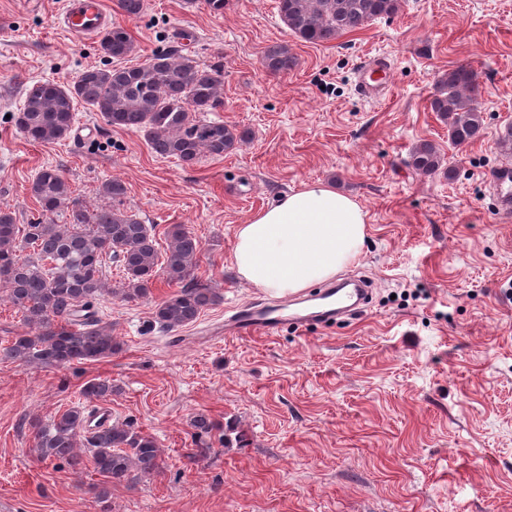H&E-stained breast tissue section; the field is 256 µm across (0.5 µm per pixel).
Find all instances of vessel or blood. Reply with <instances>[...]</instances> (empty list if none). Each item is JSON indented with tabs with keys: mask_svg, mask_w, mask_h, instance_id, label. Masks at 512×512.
Listing matches in <instances>:
<instances>
[{
	"mask_svg": "<svg viewBox=\"0 0 512 512\" xmlns=\"http://www.w3.org/2000/svg\"><path fill=\"white\" fill-rule=\"evenodd\" d=\"M62 28L78 38L94 37L111 24L102 0H65L60 12ZM391 64L387 57L375 55L363 61L357 87L367 99L381 97L390 87ZM495 191V207L500 214L512 213V164L496 167L490 175ZM364 293L363 288H346L340 285L321 290L316 297L298 300L294 310L285 306L275 307L261 303L249 308L234 310L224 319L225 329L235 336L256 333L275 334L283 327L323 325L342 315L353 314Z\"/></svg>",
	"mask_w": 512,
	"mask_h": 512,
	"instance_id": "obj_1",
	"label": "vessel or blood"
}]
</instances>
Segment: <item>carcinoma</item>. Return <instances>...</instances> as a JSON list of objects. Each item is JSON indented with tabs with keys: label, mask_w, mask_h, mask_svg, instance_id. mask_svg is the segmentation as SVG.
Masks as SVG:
<instances>
[{
	"label": "carcinoma",
	"mask_w": 512,
	"mask_h": 512,
	"mask_svg": "<svg viewBox=\"0 0 512 512\" xmlns=\"http://www.w3.org/2000/svg\"><path fill=\"white\" fill-rule=\"evenodd\" d=\"M400 0H278L288 29L311 44L363 29L369 22L395 15ZM101 51L118 61L107 68H88L71 82L40 80L28 87L17 124L31 142L49 144L72 130L76 105L98 112L108 125L144 135L151 150L194 165L203 156L219 158L248 137L246 131L202 113L224 104V68L202 65L189 54L168 50L140 65L119 61L135 52L128 31L115 26L100 39ZM272 75L296 65L288 46L268 47L261 61ZM477 74L466 66L448 71L430 99V110L448 125V138L464 146L483 137L485 124L477 98ZM409 164L421 174L441 166L436 146L422 142L410 151ZM29 192L40 217L16 224V214L0 206V288L20 310L30 332L15 337L3 350L14 362L66 367L112 355V335L100 325L94 303L104 294L127 300L143 298L158 279L179 289L159 303L155 319L173 330L189 326L216 305L221 295L211 288L185 284L194 278L201 242L181 224L169 232L159 252L152 227L125 206L126 187L118 179L98 188L106 204L95 209L76 198L62 170L46 167L31 181ZM118 263L126 286L112 289L103 273V258ZM88 399L112 394V385L85 384ZM38 457L60 460L78 470L92 468L106 481L133 482L159 469L162 450L156 439L125 423L113 424L87 439L84 413L75 408L35 426Z\"/></svg>",
	"instance_id": "1"
}]
</instances>
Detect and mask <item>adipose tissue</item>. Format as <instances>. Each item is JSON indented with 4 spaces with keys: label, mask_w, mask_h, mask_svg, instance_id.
<instances>
[{
    "label": "adipose tissue",
    "mask_w": 512,
    "mask_h": 512,
    "mask_svg": "<svg viewBox=\"0 0 512 512\" xmlns=\"http://www.w3.org/2000/svg\"><path fill=\"white\" fill-rule=\"evenodd\" d=\"M366 224L357 201L318 180L239 225L234 262L253 286L274 295L297 294L335 278L358 259Z\"/></svg>",
    "instance_id": "1"
}]
</instances>
